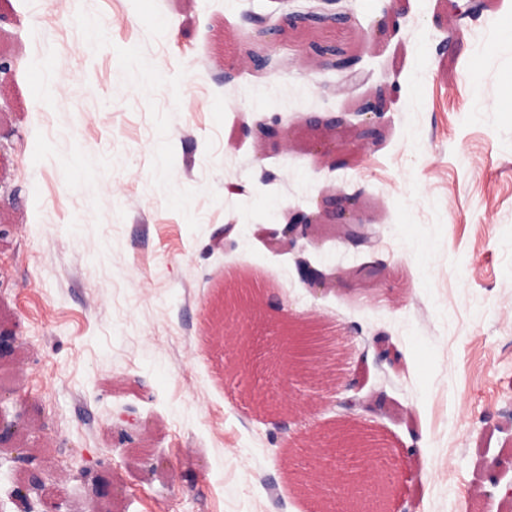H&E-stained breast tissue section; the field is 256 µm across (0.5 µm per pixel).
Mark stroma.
<instances>
[{"instance_id":"stroma-1","label":"stroma","mask_w":512,"mask_h":512,"mask_svg":"<svg viewBox=\"0 0 512 512\" xmlns=\"http://www.w3.org/2000/svg\"><path fill=\"white\" fill-rule=\"evenodd\" d=\"M342 4L356 87L245 23L287 0H0V322L17 340L0 381L45 428L18 440L41 462L37 512H86L105 471L106 512H315L279 440L341 410H272L306 393L285 385L278 324L310 315L337 336L350 395L386 397L362 423L386 444L390 512H512V0H483L451 47L448 0ZM390 6L399 25L380 27ZM251 53L281 65L256 76ZM391 83L357 162L244 133ZM335 189L360 193L379 233L375 277H351L365 252L332 226L300 251L257 233ZM300 257L347 277L307 288ZM241 275L263 293L235 372L212 308Z\"/></svg>"}]
</instances>
